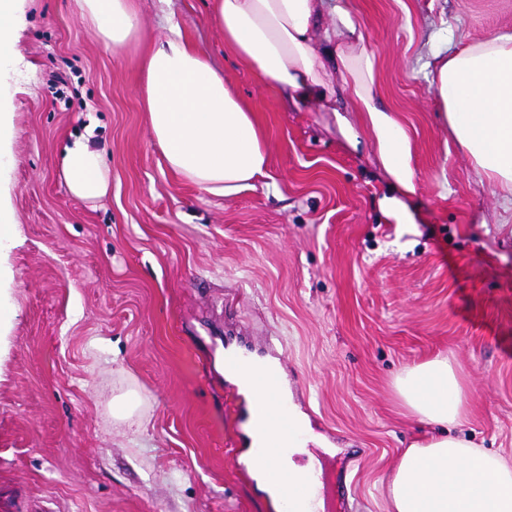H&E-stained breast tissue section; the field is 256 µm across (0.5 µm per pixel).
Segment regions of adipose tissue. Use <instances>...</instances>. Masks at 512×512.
<instances>
[{"mask_svg": "<svg viewBox=\"0 0 512 512\" xmlns=\"http://www.w3.org/2000/svg\"><path fill=\"white\" fill-rule=\"evenodd\" d=\"M97 39L126 48L139 39L134 0H81ZM224 43L296 107L336 109L350 144L356 112L394 196L381 202L399 224L413 223L404 199L413 195L412 146L394 110L380 106L376 59L364 44L351 0H213ZM328 28H320L322 18ZM439 110L459 147L485 179L512 193V34L495 33L450 53H436L430 71ZM139 96L153 139L170 169L205 191L232 197L253 187L268 166L266 141L253 113L209 58L179 27H170L143 56ZM62 172L72 194H107L100 152L78 140L66 147ZM395 390L406 409L440 427L441 435L411 444L387 481L390 512H512V461L452 435L468 410L460 365L439 355L405 369ZM274 502L300 486L305 471L290 455L248 458Z\"/></svg>", "mask_w": 512, "mask_h": 512, "instance_id": "obj_1", "label": "adipose tissue"}]
</instances>
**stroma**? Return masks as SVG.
<instances>
[{"instance_id":"obj_1","label":"stroma","mask_w":512,"mask_h":512,"mask_svg":"<svg viewBox=\"0 0 512 512\" xmlns=\"http://www.w3.org/2000/svg\"><path fill=\"white\" fill-rule=\"evenodd\" d=\"M384 103L412 142L415 223L386 218L372 144L297 111L225 45L208 0H136L138 48L97 40L80 0H24L6 89L0 202V497L18 512H275L246 463L229 348L273 357L317 442L336 512H388L385 480L433 428L393 387L437 355L462 367L456 436L512 457V201L441 120L435 51L512 33V0H353ZM181 28L251 106L269 163L224 198L170 169L141 103L145 48ZM64 79L58 93L48 81ZM91 133L94 202L61 157ZM133 418L114 414L118 399ZM62 172L72 194L95 200L107 194L109 173L100 152L88 142L76 140L65 147Z\"/></svg>"}]
</instances>
